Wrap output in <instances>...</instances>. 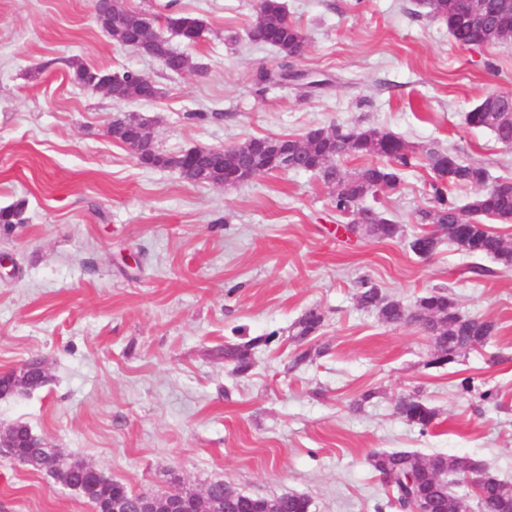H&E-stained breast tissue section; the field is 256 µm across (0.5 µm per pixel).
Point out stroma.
<instances>
[{
	"label": "stroma",
	"mask_w": 512,
	"mask_h": 512,
	"mask_svg": "<svg viewBox=\"0 0 512 512\" xmlns=\"http://www.w3.org/2000/svg\"><path fill=\"white\" fill-rule=\"evenodd\" d=\"M126 2L205 20L191 45L156 27L188 71L166 72L113 40L95 0H0V208L26 203L23 223L0 231V371L38 358L50 375L0 399V427L26 423L134 492L221 481L248 495H306L312 512L385 503L367 462L374 451L468 455L512 481V268L445 242L427 259L410 251L415 213L430 201L426 160L375 201L403 237L351 242L331 188L312 173L193 184L140 165L107 133L115 113L131 112L176 154L373 127L512 178V148L465 122L487 92H512V47L464 49L417 0H283L306 36L292 68L315 84L263 89L256 74L278 55L246 36L258 0ZM73 58L138 71L159 94L115 101L73 81ZM364 280L408 308L447 290L461 314L498 330L429 367V336L358 306ZM312 307L325 325L297 343L292 326ZM271 333L252 369L235 375L225 341ZM305 349L310 361L293 366ZM487 389L497 403L480 401ZM414 394L438 412L425 433L394 411ZM0 512L94 510L0 459Z\"/></svg>",
	"instance_id": "stroma-1"
}]
</instances>
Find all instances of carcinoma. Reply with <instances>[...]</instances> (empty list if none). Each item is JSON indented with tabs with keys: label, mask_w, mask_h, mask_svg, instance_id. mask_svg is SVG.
<instances>
[{
	"label": "carcinoma",
	"mask_w": 512,
	"mask_h": 512,
	"mask_svg": "<svg viewBox=\"0 0 512 512\" xmlns=\"http://www.w3.org/2000/svg\"><path fill=\"white\" fill-rule=\"evenodd\" d=\"M429 13L444 20L448 33L461 46L469 48L475 42L485 46L499 44L497 35L471 24L468 18L467 0H418ZM97 24L110 30L119 43L134 48L151 58L166 59V70L179 74L185 55L176 51L167 39L148 34L154 28L155 19L129 8L125 0H107L104 13L96 14ZM166 27L187 43L201 39L205 31L204 20L172 13L164 17ZM249 39L273 48L281 64L278 69L263 73L265 81L276 82L288 78V59L300 56L306 46V36L292 22L281 0H258L256 17L248 29ZM74 80L89 87L98 74L78 59H71ZM142 86L139 73L132 70L115 72L111 97L119 102L140 98ZM496 102L497 110L489 112L478 104L466 115V123L475 128L493 131L498 141L512 147V98L501 92H492L484 101ZM108 133L125 146L132 145L139 136V119L136 115L120 112L112 118ZM301 147L298 163L313 169L326 185L333 188V204L336 212L351 217L345 231L359 239L392 240L395 222L382 212H377L375 224L360 222V214L369 197H377V185L394 188L400 180V172L414 165L416 151L390 132L378 128H356L333 125L324 130L317 128L302 139H288V147ZM428 166L433 173L430 183L432 204L418 210L417 223L425 230L412 236L408 247L413 253H435L444 240L456 250L472 256L491 257L504 267H512V248L503 238L483 224L482 218H494L505 224L512 222V178H502L493 183L489 191L482 189L488 182L487 169L479 164L465 163L451 151L428 149L425 151ZM344 157H377L380 162L364 166L353 175L342 173L335 160ZM142 164L154 168L179 167L180 174L197 183L216 184L217 174L200 178L197 169L201 165L216 170L223 169V156L216 152L203 159L180 154L148 150ZM475 188L463 206L450 196L456 187ZM25 202L0 208V226L8 230L23 223ZM358 306L373 310L378 318L388 324H402L413 319L419 328L432 336L436 355L429 362L433 367H443L456 361L463 352L484 345L493 336V321L462 315L453 296L444 290H432L420 296L411 309L389 299L379 289L363 283L357 293ZM324 316L317 308L308 309L293 325V336L303 341L316 335L323 326ZM275 334L251 339L244 344L224 342L221 353L224 360L234 365L240 375L252 366L251 351L259 345L274 341ZM49 381V374L42 362L31 360L25 365L0 375V395L8 398L19 391H34ZM396 414L407 423L425 432L436 423L435 408L417 395L399 398ZM32 431L19 422L13 431L12 447L1 448L10 460L42 471L57 482L72 483L75 493L94 508L103 512V505L114 497H121L129 504L139 502L141 494L130 491L125 485L112 480L105 473L96 478L90 474V465L69 460L48 446L34 448ZM368 463L383 486L390 493V504L399 512L431 506V512H512V482L498 478L485 464L471 456L432 454L423 457L409 451H378L371 454ZM454 477L466 485L462 492L450 491L448 477ZM192 494L204 512H310V500L301 494L288 497H255L243 494L222 481L209 483L203 493L178 487L156 495L161 499L170 496Z\"/></svg>",
	"instance_id": "1"
}]
</instances>
